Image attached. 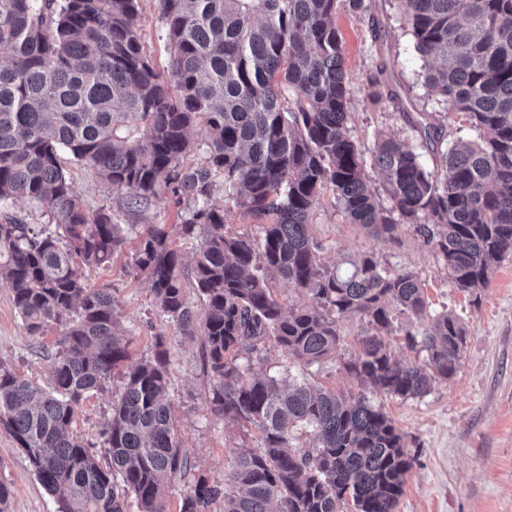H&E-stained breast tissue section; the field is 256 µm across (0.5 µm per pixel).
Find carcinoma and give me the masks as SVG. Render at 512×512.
I'll return each instance as SVG.
<instances>
[{"instance_id": "carcinoma-1", "label": "carcinoma", "mask_w": 512, "mask_h": 512, "mask_svg": "<svg viewBox=\"0 0 512 512\" xmlns=\"http://www.w3.org/2000/svg\"><path fill=\"white\" fill-rule=\"evenodd\" d=\"M141 0H0V206L45 207L36 228L0 219V282L10 288L27 333L60 327L49 383L0 365V427L11 435L56 512H167L166 488L189 469L169 400L168 349L123 374L104 424L103 466L72 434L81 403L105 387L128 357L109 288H89L81 269L102 266L126 236L112 214L86 211L68 174L79 164L126 192L130 208L164 194L193 203L180 233L201 239L187 299L183 261L158 225L138 237L137 272L155 305L205 338L213 411L251 424L262 447L233 451L224 482L205 475L180 512H395L414 457L402 431L363 394L338 395L291 377L250 372L269 344L298 363L320 364L342 344L337 322L360 318L349 370L402 399L419 398L459 367L465 325L428 310L424 283L366 253L341 272L320 261L310 226L324 191L350 223L399 241L409 226L445 263L463 291L484 286L512 254V0H399L426 60L424 82L448 112L484 132L444 145L424 126L433 165L404 142L376 135L372 190L364 154L349 134L348 78L336 13L365 0H160L169 56L155 69L142 39ZM202 131L200 139L194 130ZM199 153L200 161L188 157ZM249 215L265 221L257 245L226 231L217 181ZM277 275L311 304L286 312L270 284ZM424 323L405 332L423 361L393 357L399 315ZM311 429V448L292 429Z\"/></svg>"}]
</instances>
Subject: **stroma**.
Wrapping results in <instances>:
<instances>
[{
  "label": "stroma",
  "mask_w": 512,
  "mask_h": 512,
  "mask_svg": "<svg viewBox=\"0 0 512 512\" xmlns=\"http://www.w3.org/2000/svg\"><path fill=\"white\" fill-rule=\"evenodd\" d=\"M365 4L363 13L342 11L336 16L349 77L351 133L361 150L369 151L378 132L421 147L423 139L414 125L423 116L442 128L445 140L479 139V130L464 114L444 112L418 85L422 61L405 28L398 0H365ZM141 18L146 48L156 68L164 69L167 54L158 0H141ZM374 80L384 96L377 105L368 99ZM70 174L86 208L110 210L114 221L125 229V248L109 265L83 268L82 278L88 287L111 288L129 340L128 361L117 365L102 391L83 402L72 425L73 434L90 447L99 463H106L101 431L121 391L123 374L128 365L152 359L157 337H164L178 436L190 461L189 474L176 477L166 489L168 512H180L195 474L222 480L232 449H257L262 443L254 427L229 423L213 413V380L203 362V335H182L156 307L147 283L133 265L136 238L150 224L173 231L184 263H191L198 238L174 232L188 204L163 195L148 206L131 209L124 193L84 167L71 165ZM312 233L322 246L321 258L327 266H341L369 252L388 269L415 271L425 284L431 311L451 312L467 328L459 368L448 380L433 385L427 395L404 400L381 392L367 394L372 405L395 420L415 458L395 512H512V255L501 261L486 286L463 292L449 281L443 263L422 238L406 232L400 243L389 244L368 236L349 223L331 194H324L315 212ZM339 326L344 344L327 362L303 366L283 348L271 346L254 360L255 371L272 376L287 372L344 393L359 392V382L347 365L358 356L359 339L369 326L358 318L340 320ZM58 337L55 326L43 336L28 335L9 288L0 283V365L23 379L46 384ZM0 480L13 487L6 512H56L53 497L2 428Z\"/></svg>",
  "instance_id": "1"
}]
</instances>
